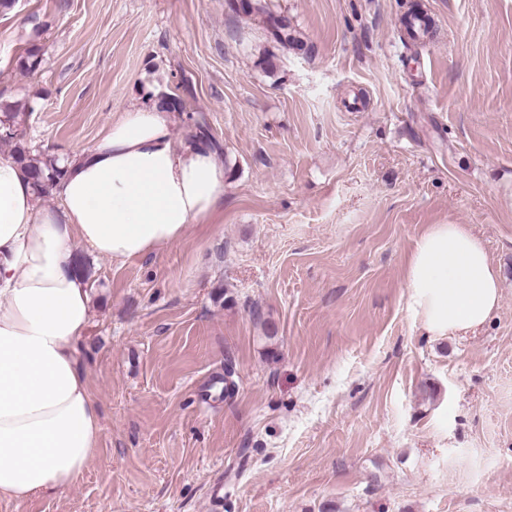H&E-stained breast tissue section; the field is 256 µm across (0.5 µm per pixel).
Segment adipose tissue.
<instances>
[{
	"label": "adipose tissue",
	"mask_w": 512,
	"mask_h": 512,
	"mask_svg": "<svg viewBox=\"0 0 512 512\" xmlns=\"http://www.w3.org/2000/svg\"><path fill=\"white\" fill-rule=\"evenodd\" d=\"M173 112L134 102L95 143L62 157L57 206L0 159V500L72 486L94 457L98 409L79 354L91 296L75 242L124 261L180 241L224 212L226 166L205 141L175 136ZM407 306L426 334L464 335L500 303V279L467 224H431L405 264Z\"/></svg>",
	"instance_id": "1"
}]
</instances>
